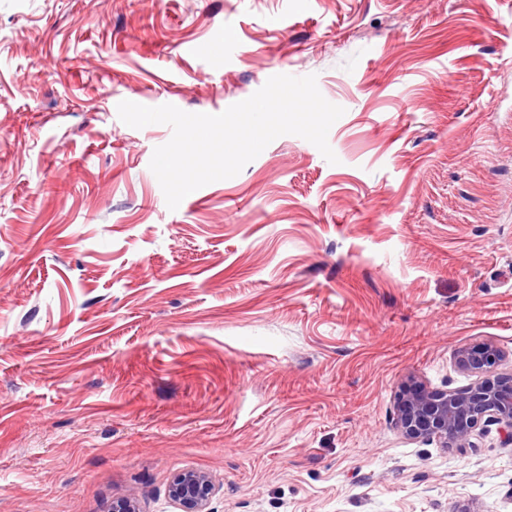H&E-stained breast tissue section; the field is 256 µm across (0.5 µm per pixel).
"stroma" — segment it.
I'll return each mask as SVG.
<instances>
[{
	"label": "stroma",
	"mask_w": 512,
	"mask_h": 512,
	"mask_svg": "<svg viewBox=\"0 0 512 512\" xmlns=\"http://www.w3.org/2000/svg\"><path fill=\"white\" fill-rule=\"evenodd\" d=\"M316 75L296 135L169 209L172 129ZM512 373V0H0V512H512V446L394 425ZM502 353L491 344H484L463 351L458 357L459 365L475 373L489 372V369L500 361ZM215 492L212 478L194 471L177 473L169 486V496L182 512H209Z\"/></svg>",
	"instance_id": "1"
}]
</instances>
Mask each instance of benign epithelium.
Wrapping results in <instances>:
<instances>
[{
  "mask_svg": "<svg viewBox=\"0 0 512 512\" xmlns=\"http://www.w3.org/2000/svg\"><path fill=\"white\" fill-rule=\"evenodd\" d=\"M502 357L499 349L484 344L462 352L459 365L484 373ZM482 422L499 425L503 441L512 444V374L486 377L462 390H434L411 380L397 397L395 427L412 439L438 441L442 447H471V438ZM216 484L206 474L185 471L176 474L169 496L181 512H209Z\"/></svg>",
  "mask_w": 512,
  "mask_h": 512,
  "instance_id": "7a95c632",
  "label": "benign epithelium"
}]
</instances>
